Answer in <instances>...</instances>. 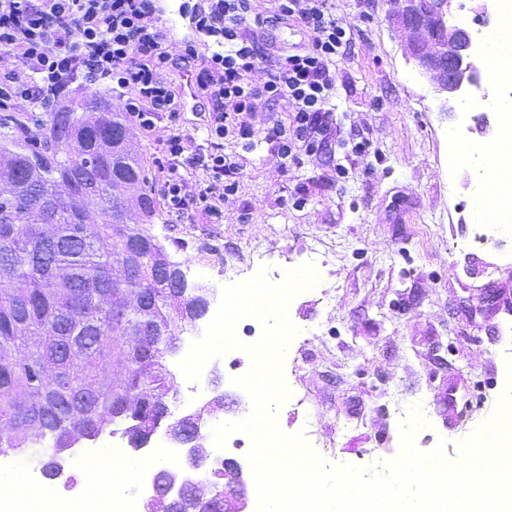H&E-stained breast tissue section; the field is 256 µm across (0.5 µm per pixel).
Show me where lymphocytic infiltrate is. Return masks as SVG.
Returning a JSON list of instances; mask_svg holds the SVG:
<instances>
[{
    "instance_id": "1",
    "label": "lymphocytic infiltrate",
    "mask_w": 512,
    "mask_h": 512,
    "mask_svg": "<svg viewBox=\"0 0 512 512\" xmlns=\"http://www.w3.org/2000/svg\"><path fill=\"white\" fill-rule=\"evenodd\" d=\"M277 2L270 14L262 0H197L195 37L176 45L160 23L158 0H0V112H50L69 80L105 81L150 132L185 107L173 70L191 72L197 96L212 105L209 146L191 150L180 129L168 128L160 140L164 193L169 213L200 207L223 221L224 200L236 192L240 170L224 152L230 130L249 134L254 112L288 102L290 122L275 119L266 128L283 161L329 130L327 105L336 87L330 67L350 37L329 0ZM278 24L297 25L312 43L281 49L265 69L254 35Z\"/></svg>"
}]
</instances>
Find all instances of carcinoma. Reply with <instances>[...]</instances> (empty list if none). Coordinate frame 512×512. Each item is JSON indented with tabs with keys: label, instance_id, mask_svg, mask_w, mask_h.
<instances>
[{
	"label": "carcinoma",
	"instance_id": "carcinoma-1",
	"mask_svg": "<svg viewBox=\"0 0 512 512\" xmlns=\"http://www.w3.org/2000/svg\"><path fill=\"white\" fill-rule=\"evenodd\" d=\"M110 93L60 101L34 140L22 122L0 123V452L50 446L46 483L59 457L117 419L128 444L146 442L175 377L165 354L128 345L100 299L123 265V287L146 298L128 320L167 325L197 299L171 300L157 273L154 219L144 160ZM216 497L170 503L164 512H217Z\"/></svg>",
	"mask_w": 512,
	"mask_h": 512
}]
</instances>
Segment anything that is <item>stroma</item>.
I'll list each match as a JSON object with an SVG mask.
<instances>
[{
    "label": "stroma",
    "instance_id": "stroma-1",
    "mask_svg": "<svg viewBox=\"0 0 512 512\" xmlns=\"http://www.w3.org/2000/svg\"><path fill=\"white\" fill-rule=\"evenodd\" d=\"M393 6L331 0L351 45L335 64L330 130L319 146L280 162L264 130L269 118L289 120L283 101L253 115L249 137L225 136L224 152L240 174L222 223L199 209L178 220L169 215L158 163L165 130L138 135L160 213L154 232L189 280L214 289L212 307H220L228 285L217 274L221 263L237 264L249 279V254L260 253L274 285L288 271L313 267L316 285L288 306L298 333L282 360L305 403H280L279 429L302 435L314 422L336 466L372 470L376 456L391 462L400 454L402 431L389 415L398 400L427 414L412 434L418 452L462 457V443L498 410L493 379L512 367V232L477 227V178L464 153L475 142L495 148L498 121L474 104L441 111L403 54L388 21ZM482 116L484 134L476 130ZM478 229L480 243L473 240ZM167 364L184 401L173 418L223 392L239 401L225 418L251 415L252 399L235 383L251 369L247 352L212 361L200 397L190 392L179 358ZM452 395L459 412L453 427L446 423Z\"/></svg>",
    "mask_w": 512,
    "mask_h": 512
}]
</instances>
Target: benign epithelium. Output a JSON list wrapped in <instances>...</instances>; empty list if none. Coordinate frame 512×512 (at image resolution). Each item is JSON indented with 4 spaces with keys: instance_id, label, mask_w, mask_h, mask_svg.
<instances>
[{
    "instance_id": "7a95c632",
    "label": "benign epithelium",
    "mask_w": 512,
    "mask_h": 512,
    "mask_svg": "<svg viewBox=\"0 0 512 512\" xmlns=\"http://www.w3.org/2000/svg\"><path fill=\"white\" fill-rule=\"evenodd\" d=\"M450 0H396L391 16V26L399 33L406 59L413 63L417 72L428 79L441 101V111L453 112L463 90L477 87L482 78V65L473 53V38L465 28L448 25ZM158 264L167 270L176 283L175 297L187 292L200 303L197 312L186 315L187 324L176 327H160L145 330L138 326L128 330L133 343L140 348L164 346L171 354L178 352L179 342L172 344L162 340L168 335L179 336L186 327H195L210 308L215 291L204 283L188 284L181 269H174L164 255ZM203 412L183 416L185 429L193 439H202ZM224 467L231 468L234 481L225 486L222 510L224 512H248L247 481L243 466L234 460H224ZM207 470V461L198 448L187 449L186 466L170 474V481L155 482L152 494L142 501V510L148 512L158 502L181 499L187 491L198 487Z\"/></svg>"
}]
</instances>
